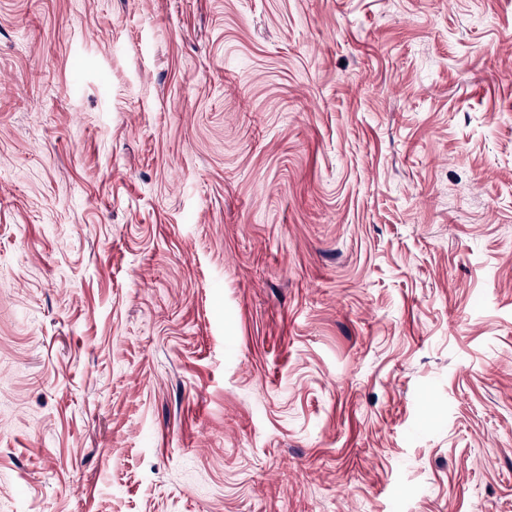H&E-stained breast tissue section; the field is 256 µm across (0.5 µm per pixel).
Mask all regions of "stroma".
Instances as JSON below:
<instances>
[{"label": "stroma", "instance_id": "obj_1", "mask_svg": "<svg viewBox=\"0 0 512 512\" xmlns=\"http://www.w3.org/2000/svg\"><path fill=\"white\" fill-rule=\"evenodd\" d=\"M0 512H512V0H0Z\"/></svg>", "mask_w": 512, "mask_h": 512}]
</instances>
